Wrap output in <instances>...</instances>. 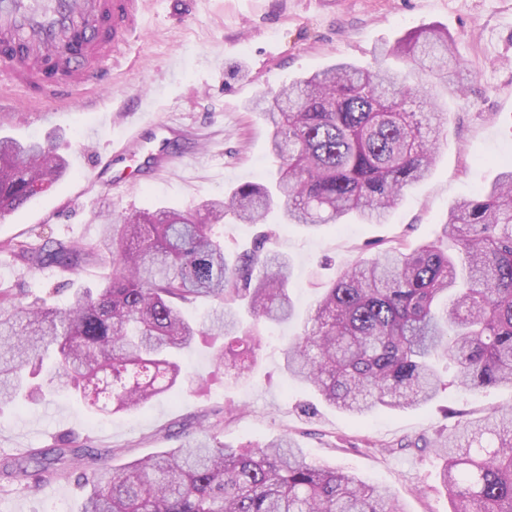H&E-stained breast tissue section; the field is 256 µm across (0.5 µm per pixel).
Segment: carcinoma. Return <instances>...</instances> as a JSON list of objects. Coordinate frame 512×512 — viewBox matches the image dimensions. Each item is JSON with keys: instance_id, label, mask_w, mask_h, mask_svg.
Segmentation results:
<instances>
[{"instance_id": "cac0c4a2", "label": "carcinoma", "mask_w": 512, "mask_h": 512, "mask_svg": "<svg viewBox=\"0 0 512 512\" xmlns=\"http://www.w3.org/2000/svg\"><path fill=\"white\" fill-rule=\"evenodd\" d=\"M405 69L391 68L387 60ZM463 71L448 31L424 27L369 66L341 61L256 99L280 161L273 180L237 186L193 212L145 208L104 225L106 283L60 307L0 292V402L48 392L83 396L93 414L135 412L192 382L179 354L197 340L241 374L262 337L245 328L298 316L292 266L256 249L235 260L215 235L231 215L262 223L278 206L289 224L317 230L353 216L386 220L403 190L430 173L446 113L438 95ZM67 170L53 147L0 138V217L48 190ZM32 265L75 266L82 249L16 245ZM214 307L201 322L180 305ZM468 391L512 388V163L455 205L432 240L402 244L348 266L319 297L283 351L288 377L338 411L361 417L430 401L444 385L436 361ZM451 512H512V406L468 419L434 440ZM83 460L78 512H406L399 500L336 467L312 465L291 436L237 450L210 436L108 466L73 448L17 459L48 476Z\"/></svg>"}]
</instances>
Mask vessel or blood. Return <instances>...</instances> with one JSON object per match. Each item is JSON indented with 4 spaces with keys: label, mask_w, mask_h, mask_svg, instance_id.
I'll return each instance as SVG.
<instances>
[{
    "label": "vessel or blood",
    "mask_w": 512,
    "mask_h": 512,
    "mask_svg": "<svg viewBox=\"0 0 512 512\" xmlns=\"http://www.w3.org/2000/svg\"><path fill=\"white\" fill-rule=\"evenodd\" d=\"M141 0H0V77L37 90L43 115L53 118L58 103L73 90L90 84L111 86L113 58L136 33ZM85 37L79 58L56 57L54 49L73 33ZM24 40L27 57L15 56L11 47ZM179 134L161 121L131 124L112 152L93 158L90 181L118 188L125 176L118 166L135 161L143 180L156 178L180 157Z\"/></svg>",
    "instance_id": "vessel-or-blood-1"
}]
</instances>
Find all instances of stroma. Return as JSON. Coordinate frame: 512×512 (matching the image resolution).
<instances>
[{"instance_id":"1","label":"stroma","mask_w":512,"mask_h":512,"mask_svg":"<svg viewBox=\"0 0 512 512\" xmlns=\"http://www.w3.org/2000/svg\"><path fill=\"white\" fill-rule=\"evenodd\" d=\"M184 8L183 0H147L112 71L111 96L77 89L52 120L24 89L0 78V137L52 143L69 162L49 191L0 219V290L63 304L75 289L101 287L111 267L94 250L106 216L146 207L189 211L239 184L267 181L276 163L269 127L250 109L254 98L338 58L371 64L375 49L426 26L448 31L469 75L461 95L448 98V143L429 177L405 190L383 224L350 218L311 231L274 215L264 224L225 219L216 231L226 254L252 249L267 235V248L293 266L291 292L304 311L357 258L432 237L450 207L492 183L512 160V0H196L188 24L180 20ZM143 84L157 118L182 130L188 154L145 186H89L94 152L122 140ZM52 240L91 255L76 267L35 269L10 250ZM299 329L296 321L262 326L258 358L241 378L218 368L211 348L196 343L184 361L207 379V389L175 386L131 415L94 420L83 402L53 395L2 405L0 464L65 443L101 452L117 467L207 432L236 448L289 435L311 463L387 489L406 512H448L432 438L512 406V389L472 393L450 384L414 409L350 417L285 374L282 350ZM84 493L74 480L36 487L0 479V512H77Z\"/></svg>"}]
</instances>
